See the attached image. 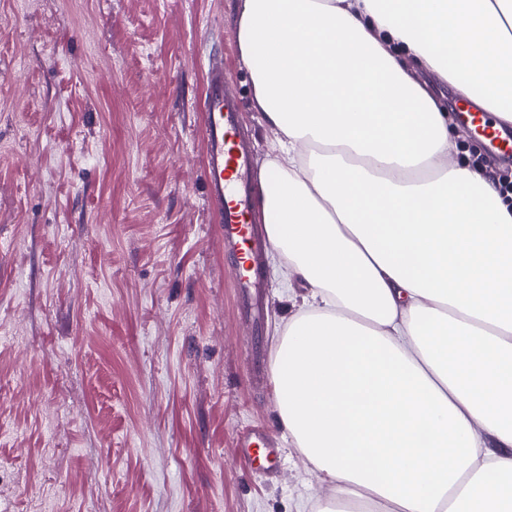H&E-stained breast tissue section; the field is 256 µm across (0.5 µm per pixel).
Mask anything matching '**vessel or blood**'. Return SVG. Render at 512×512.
<instances>
[{
    "label": "vessel or blood",
    "mask_w": 512,
    "mask_h": 512,
    "mask_svg": "<svg viewBox=\"0 0 512 512\" xmlns=\"http://www.w3.org/2000/svg\"><path fill=\"white\" fill-rule=\"evenodd\" d=\"M202 108L205 119L206 195L219 216L224 244L236 256V279L241 290V308L258 319L262 307V281L257 269L269 240L252 219L254 195L253 158L238 132V106L224 93V77L212 68ZM466 119L481 134L492 152L512 156V129L493 121L488 113L466 111Z\"/></svg>",
    "instance_id": "b4317fda"
}]
</instances>
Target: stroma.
I'll return each instance as SVG.
<instances>
[{"mask_svg": "<svg viewBox=\"0 0 512 512\" xmlns=\"http://www.w3.org/2000/svg\"><path fill=\"white\" fill-rule=\"evenodd\" d=\"M236 0H0V512H311L203 180L220 66L263 165ZM267 432L276 464L245 456Z\"/></svg>", "mask_w": 512, "mask_h": 512, "instance_id": "35a3bbf8", "label": "stroma"}]
</instances>
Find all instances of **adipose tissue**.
Returning <instances> with one entry per match:
<instances>
[{
  "instance_id": "1",
  "label": "adipose tissue",
  "mask_w": 512,
  "mask_h": 512,
  "mask_svg": "<svg viewBox=\"0 0 512 512\" xmlns=\"http://www.w3.org/2000/svg\"><path fill=\"white\" fill-rule=\"evenodd\" d=\"M259 206L305 291L276 347L317 512H512V203L413 59L512 123V0H238ZM457 141V147H453L448 152V159L451 161H460V162H467L470 165H476L480 166L483 169H486L488 172L491 169L497 171V176L500 178L508 177V179H511L512 181V168L506 170L505 166L497 165L498 162L491 159V157L488 154V151L486 150L484 144L481 140L477 141L475 140L471 135L467 134V138L465 139H456ZM484 156L487 158V160L490 162L489 166L484 167L478 163H474V158L476 156ZM493 163V165H492ZM496 167V169H495ZM507 183H504L505 187H511V181L505 180Z\"/></svg>"
}]
</instances>
